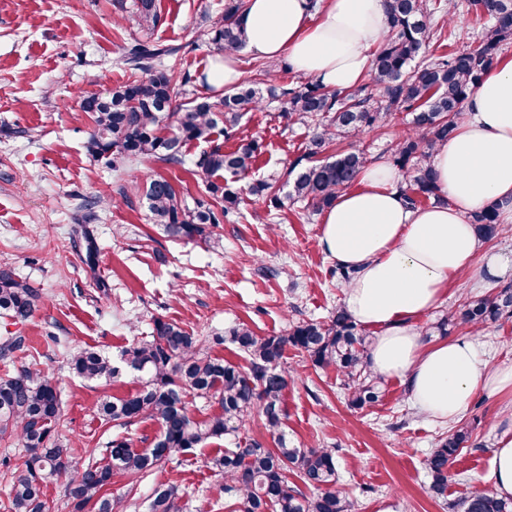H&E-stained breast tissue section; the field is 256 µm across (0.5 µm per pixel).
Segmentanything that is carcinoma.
Wrapping results in <instances>:
<instances>
[{"label":"carcinoma","instance_id":"carcinoma-1","mask_svg":"<svg viewBox=\"0 0 512 512\" xmlns=\"http://www.w3.org/2000/svg\"><path fill=\"white\" fill-rule=\"evenodd\" d=\"M134 6L140 28L150 31L158 26L156 0H134ZM452 6L473 12L479 21L477 45L450 54H430L429 48L445 41L435 19L449 16ZM385 7L388 35L371 59L367 83L353 91L317 80L285 89L271 77L263 91L241 87L215 101L197 97L180 103L178 98L192 76L179 77L165 65L180 48L137 40L125 50L121 62L140 76L82 96V110L93 113L94 120L87 152L118 170L141 159L181 165L184 146L193 142L209 145L195 166L209 179L210 200L191 206L162 177L145 186L151 220L167 236L206 242L211 227L241 202L240 189L212 178L226 172L244 178L256 160L255 140L244 141L229 152L214 140L217 131L222 135L234 131L244 106L256 107L267 97L280 99L287 105L288 118L314 125L307 153L293 164L301 167L294 181L295 197L313 212L330 207L337 194L356 181L366 163L364 150L356 145L333 161L317 156L339 136L358 138L385 126L393 112L404 110L412 114L411 127L397 144L393 159L409 177V185L400 193L413 208L419 197L440 203L429 159L448 142L469 95L499 63L502 47L512 40V0H385ZM244 11L245 0H224V15L208 31L217 53L235 52L244 45ZM275 181V177L270 182L257 181L249 192L265 195L272 206L279 207L282 200L272 193ZM498 217L499 204L490 203L472 213L469 221L486 242L502 233ZM83 239L82 261L93 270L98 246L87 231ZM40 302L37 290L11 270L0 269V315L23 324ZM503 317H512V284L490 295L468 297L434 329L444 334L450 323L459 320L480 330ZM212 340L233 344L246 355L247 364L212 354L208 340L159 317L153 320L152 335L125 348L121 359L146 378L135 391L100 401L97 414L120 428L149 418L157 422L159 431L147 448H134L125 438L112 440L105 448L103 465L74 456L70 440L59 435L62 400L53 377L24 367L0 379V436H16L26 450L23 465L8 474L14 512H42L43 483L52 476L65 478V496L72 512H119L120 501L107 493L115 477L132 482L210 440L237 436L255 415L264 421L274 447L251 439L243 447L224 449L210 461L216 478L224 483V494L237 500L239 512H353V503L338 485L335 449L291 447L284 405L291 379L284 362L288 346L304 353L315 367L336 369L343 377L349 407L361 410L379 401L381 381L364 361L368 337L345 305L336 306L327 322L299 321L284 335L259 336L240 324L228 336ZM24 344L22 336L1 337L0 357L13 356ZM69 369L86 381L119 375L107 356L91 348L71 353ZM189 397L215 403L218 411L197 420L190 413ZM470 438L471 432L460 427L441 438L427 457V474L436 495H445L448 466ZM290 472L316 494L308 497L290 484ZM178 499L177 485L160 484L150 496L149 512H179ZM461 506L463 512H512V500L498 497L490 487L476 490Z\"/></svg>","mask_w":512,"mask_h":512}]
</instances>
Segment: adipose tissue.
<instances>
[{"label":"adipose tissue","instance_id":"1","mask_svg":"<svg viewBox=\"0 0 512 512\" xmlns=\"http://www.w3.org/2000/svg\"><path fill=\"white\" fill-rule=\"evenodd\" d=\"M245 49L263 59L287 58L298 73L350 89L364 77L370 49L387 32L384 0H247ZM431 165L445 203L411 208L389 163H366L354 187L338 193L321 218V245L354 276L345 288L353 320L377 336L369 366L404 380L414 406L456 421L474 392L489 389L512 406V365L491 366L470 339L423 346L416 321L435 308L461 274L475 282L512 276V260L489 259L475 269L480 240L467 213L502 205L499 221L512 224V60L484 77L463 118Z\"/></svg>","mask_w":512,"mask_h":512}]
</instances>
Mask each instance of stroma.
I'll list each match as a JSON object with an SVG mask.
<instances>
[{"label":"stroma","instance_id":"35a3bbf8","mask_svg":"<svg viewBox=\"0 0 512 512\" xmlns=\"http://www.w3.org/2000/svg\"><path fill=\"white\" fill-rule=\"evenodd\" d=\"M157 7L161 21L151 37L180 46L175 69L195 78L188 95L218 98L199 77L213 62L205 33L223 13L224 0H157ZM140 35L133 0H0V267L42 296L25 323L0 317V336H25L29 346L0 360V378L27 366L52 375L62 397L58 431L78 456L90 449L104 456L118 436L147 447L158 426L147 418L125 429L103 424L97 403L134 391L138 374L126 370L88 382L70 372V352L94 348L119 360L134 337L150 334L157 317L198 336H224L243 323L261 336L282 335L291 322L327 320L344 301V288L331 273L334 262L319 244L321 215L303 202L288 198L273 210L268 200L248 196L208 242L175 240L151 224L143 195L132 187L161 176L187 202L207 198V180L195 166L203 145H188L182 164L141 160L119 173L88 154L93 121L81 109V94L131 78L118 60ZM238 59L250 86H262L269 71L281 85L307 81L283 69L279 58L242 51ZM281 112V101L268 99L241 118L237 138L259 143L250 180L284 172L308 148L311 126L288 123ZM410 120L401 112L364 135L367 159L391 160ZM78 224L87 225L98 243L95 268L80 259ZM448 337L476 338L492 365L512 363V318L478 333L458 323ZM284 362L293 372L285 393L288 438L297 448L335 449L338 480L354 512H450L492 484L500 397L474 393L462 419L471 440L453 458L448 489L439 497L423 461L449 426L421 414L400 379H384L380 401L357 410L348 406L335 369L313 367L292 347ZM216 449L205 444L133 485L114 479L109 491L122 498L124 512H147L153 488L174 483L180 512H195L204 501L212 512H234V499L220 491L207 465Z\"/></svg>","mask_w":512,"mask_h":512}]
</instances>
